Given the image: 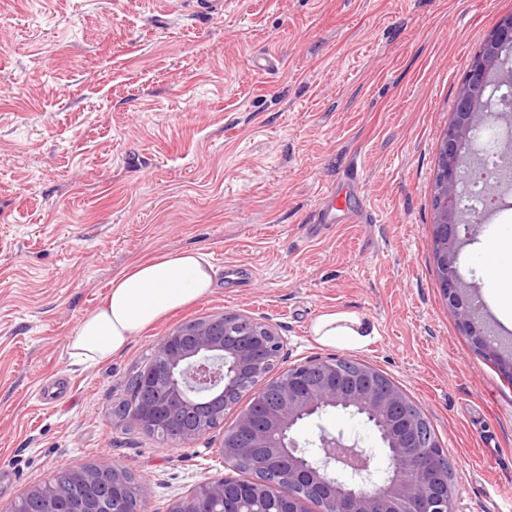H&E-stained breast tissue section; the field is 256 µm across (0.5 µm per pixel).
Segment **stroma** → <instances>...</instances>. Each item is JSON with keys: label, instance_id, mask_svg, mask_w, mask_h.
I'll return each mask as SVG.
<instances>
[{"label": "stroma", "instance_id": "obj_1", "mask_svg": "<svg viewBox=\"0 0 512 512\" xmlns=\"http://www.w3.org/2000/svg\"><path fill=\"white\" fill-rule=\"evenodd\" d=\"M512 0H0V512L86 464L129 470L155 512L224 474L223 427L182 445L118 419L162 336L225 311L277 325L289 362L383 371L446 448L455 512H506L512 384L448 308L433 259L442 134ZM361 163L359 188L345 175ZM344 209L320 224L324 189ZM512 225V192L471 228L460 272ZM194 249L205 298L98 365L67 344L113 277ZM371 322L360 349L310 334ZM311 335L323 346L341 345L348 349H358L368 344L376 336L374 327L353 313H324L311 325Z\"/></svg>", "mask_w": 512, "mask_h": 512}]
</instances>
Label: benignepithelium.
<instances>
[{
  "mask_svg": "<svg viewBox=\"0 0 512 512\" xmlns=\"http://www.w3.org/2000/svg\"><path fill=\"white\" fill-rule=\"evenodd\" d=\"M512 43V13L502 16L483 51L470 65L453 117L444 130L437 185L435 262L443 295L484 356L512 376L504 355L473 317L458 275L463 236L481 220L464 221L458 208L460 150L481 126L492 129L495 99L490 71L503 63ZM284 338L276 328L239 312L186 322L162 337L139 372L129 399L131 424L152 434L177 428L176 441L191 444L212 430L214 416L231 409L243 391L251 403L224 428L220 450L230 473L197 484L168 512H454L455 487L448 482L445 448L427 437L428 419L384 373L338 357L310 358L277 370ZM360 417L385 449L378 476L372 449L344 431L319 427L314 440L300 439L309 420L332 412ZM250 464L283 468L270 481L233 473ZM137 494L143 512H155L129 472L119 466L73 467L35 484L19 496L52 504V512H103Z\"/></svg>",
  "mask_w": 512,
  "mask_h": 512,
  "instance_id": "obj_1",
  "label": "benign epithelium"
}]
</instances>
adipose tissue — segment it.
Masks as SVG:
<instances>
[{
  "instance_id": "ef3b65f1",
  "label": "adipose tissue",
  "mask_w": 512,
  "mask_h": 512,
  "mask_svg": "<svg viewBox=\"0 0 512 512\" xmlns=\"http://www.w3.org/2000/svg\"><path fill=\"white\" fill-rule=\"evenodd\" d=\"M485 296L499 318L512 325V226L503 225L481 247ZM213 265L208 255L194 250L163 254L132 265L113 278L103 304L86 317L68 344L70 358L100 364L122 351L133 336L169 312L209 295ZM321 345L358 349L376 330L352 313H325L311 325Z\"/></svg>"
}]
</instances>
